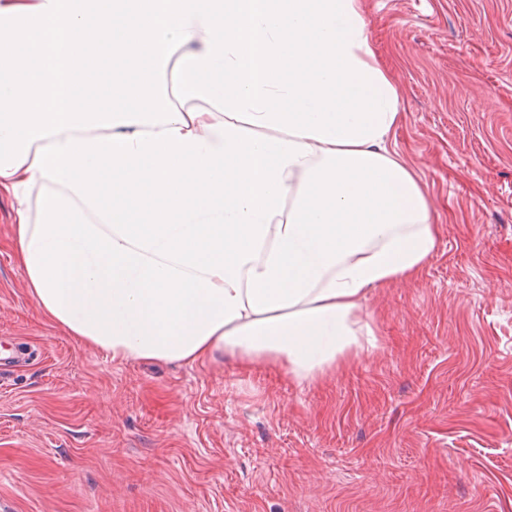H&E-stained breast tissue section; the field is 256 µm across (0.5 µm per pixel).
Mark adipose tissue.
<instances>
[{
    "instance_id": "ef3b65f1",
    "label": "adipose tissue",
    "mask_w": 512,
    "mask_h": 512,
    "mask_svg": "<svg viewBox=\"0 0 512 512\" xmlns=\"http://www.w3.org/2000/svg\"><path fill=\"white\" fill-rule=\"evenodd\" d=\"M4 53L26 286L113 357L316 380L437 248L360 0H0Z\"/></svg>"
}]
</instances>
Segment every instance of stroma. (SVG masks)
I'll list each match as a JSON object with an SVG mask.
<instances>
[{"instance_id":"35a3bbf8","label":"stroma","mask_w":512,"mask_h":512,"mask_svg":"<svg viewBox=\"0 0 512 512\" xmlns=\"http://www.w3.org/2000/svg\"><path fill=\"white\" fill-rule=\"evenodd\" d=\"M434 205L316 381L122 360L40 315L0 196V512H512V0H362Z\"/></svg>"}]
</instances>
